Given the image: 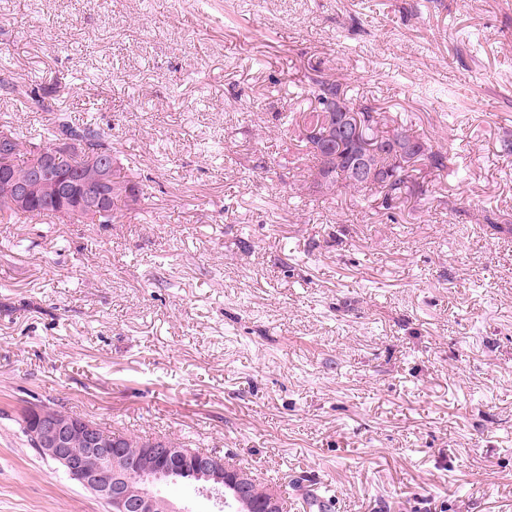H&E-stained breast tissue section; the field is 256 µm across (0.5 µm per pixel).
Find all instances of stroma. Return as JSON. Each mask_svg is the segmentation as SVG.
<instances>
[{"label":"stroma","mask_w":512,"mask_h":512,"mask_svg":"<svg viewBox=\"0 0 512 512\" xmlns=\"http://www.w3.org/2000/svg\"><path fill=\"white\" fill-rule=\"evenodd\" d=\"M452 149L322 196L314 72ZM0 125L111 128L149 216L0 224V512H109L32 406L239 464L304 512H512V0H0ZM268 169L257 168V158Z\"/></svg>","instance_id":"35a3bbf8"}]
</instances>
